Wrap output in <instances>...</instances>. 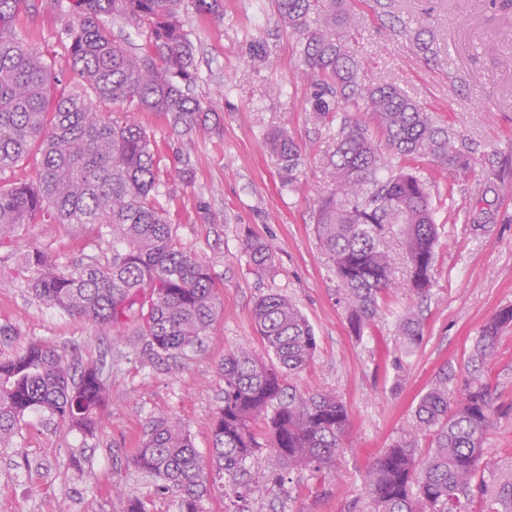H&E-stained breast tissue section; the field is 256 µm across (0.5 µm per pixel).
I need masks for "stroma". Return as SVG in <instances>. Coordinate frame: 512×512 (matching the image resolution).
Wrapping results in <instances>:
<instances>
[{
    "mask_svg": "<svg viewBox=\"0 0 512 512\" xmlns=\"http://www.w3.org/2000/svg\"><path fill=\"white\" fill-rule=\"evenodd\" d=\"M352 5L363 21L348 42L365 82H395L435 124L451 127L473 158L468 178L431 179L439 240L433 285L421 305L423 343L410 351L400 345L398 320L409 302L401 292L387 296L363 337L349 327L341 287L314 231L317 201L332 189L324 160L336 147L341 122L314 120L297 36L282 29L271 0H224L220 18L185 5L184 29L196 47L191 90L208 110L209 131L173 126L160 112L136 118L161 149L159 201L174 240L209 265L224 312L201 346L175 359L152 355L132 330L119 338L100 335L91 323L36 298L17 276L16 261L38 246L62 262L93 257L105 263L112 259L111 241L85 224L16 228L0 244V324L11 326L15 347L57 345L72 376L98 366L109 406L91 436L68 431L48 413H31L11 445L0 447V512H127L136 498L152 512H177L175 497L155 495V479L128 467L127 457L159 415L182 421L201 455L209 454L211 420L224 398L218 366L238 346L263 350L251 311L264 294L288 297L310 321L318 348L298 383L336 393L350 425L335 473H293L275 496L257 487L251 512H348L363 474L407 427L439 372L448 371L452 390L468 377L483 326L512 306V197L483 191L492 160L512 157V8L493 0ZM68 10L69 0L51 12L41 0H28L19 22L61 58ZM422 29L434 41V57L416 48ZM278 128L302 155L292 187L282 185L265 147L266 134ZM179 154L189 165L176 163ZM481 201L496 213L484 229L469 221ZM253 238L274 251L268 273H256L244 249ZM485 375L499 403L512 406V327L501 334Z\"/></svg>",
    "mask_w": 512,
    "mask_h": 512,
    "instance_id": "obj_1",
    "label": "stroma"
}]
</instances>
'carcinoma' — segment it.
<instances>
[{
    "instance_id": "cac0c4a2",
    "label": "carcinoma",
    "mask_w": 512,
    "mask_h": 512,
    "mask_svg": "<svg viewBox=\"0 0 512 512\" xmlns=\"http://www.w3.org/2000/svg\"><path fill=\"white\" fill-rule=\"evenodd\" d=\"M26 0H0V174L35 153L29 183L0 184V240L22 224H90L112 237V263L62 264L34 248L22 256L27 287L45 304L120 337L137 324L158 357L183 353L202 341L221 313L207 263L179 249L157 200L159 155L137 112H164L173 125L203 128L202 103L186 82L195 67V46L180 16L185 0H70L66 55L45 58L35 38L19 26ZM196 10L219 18L224 0H193ZM280 22L299 36L313 87L310 111L323 122L342 112H365L378 133L343 121L328 159L335 189L319 198L315 228L322 252L343 291L346 317L361 337L372 328L384 295L398 281L386 240L400 228L410 296L422 300L432 283L438 224L427 181L410 163L429 160L440 173L467 177L471 162L446 127L392 82L367 85L359 62L336 31L349 34L358 16L347 0H272ZM120 18L148 28V40L131 48L105 24ZM82 81L72 92L56 90L59 74ZM110 101L122 116L105 120L92 99ZM284 184L297 182L302 164L294 139L283 130L266 134ZM487 191L512 194V160L486 176ZM245 251L257 273L274 266L273 250L248 240ZM266 351L242 346L224 355L219 373L224 404L211 422L206 461L178 420L148 421L128 458L135 470L158 479V491L180 493L179 512H201L206 467L227 474L236 486L233 512L246 507L252 472L266 489L305 468L318 477L336 469L349 427L336 394L303 389L296 377L317 349L313 327L299 308L277 293L259 297L251 312ZM512 325V307L499 310L476 338L471 362L492 360L501 331ZM399 335L410 349L423 341L421 318L407 306ZM106 409L98 368L76 380L64 352L51 343L26 346L0 358V446L24 417L44 411L85 436L98 429ZM502 410L490 382L474 369L463 387L448 389V371L422 395L409 429L376 458L362 480L351 512H512V459L495 461L485 443ZM428 439L421 451L420 436ZM283 465L262 470L263 450Z\"/></svg>"
}]
</instances>
